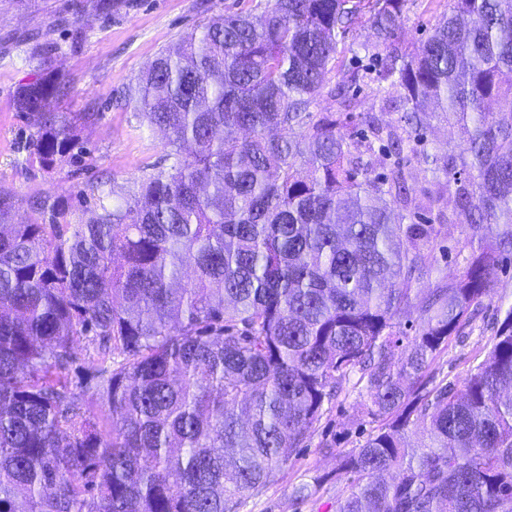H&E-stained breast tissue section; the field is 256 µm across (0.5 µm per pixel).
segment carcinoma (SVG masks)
I'll list each match as a JSON object with an SVG mask.
<instances>
[{"mask_svg":"<svg viewBox=\"0 0 512 512\" xmlns=\"http://www.w3.org/2000/svg\"><path fill=\"white\" fill-rule=\"evenodd\" d=\"M407 2L213 17L134 88L168 167L76 224L55 203L18 222L0 193V512H236L354 372L374 427L339 454L336 512H512V309L462 385L428 374L512 260V0H448L412 48ZM356 24L401 113L360 131L332 85ZM58 92L17 100L45 169L74 146ZM324 96L337 110L312 112ZM433 118L459 149H422ZM410 153L437 191L414 194ZM447 214L471 254L407 326ZM83 337L102 423L64 380Z\"/></svg>","mask_w":512,"mask_h":512,"instance_id":"cac0c4a2","label":"carcinoma"}]
</instances>
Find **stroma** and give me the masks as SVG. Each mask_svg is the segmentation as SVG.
<instances>
[{"label": "stroma", "instance_id": "stroma-1", "mask_svg": "<svg viewBox=\"0 0 512 512\" xmlns=\"http://www.w3.org/2000/svg\"><path fill=\"white\" fill-rule=\"evenodd\" d=\"M447 0H410L400 38L416 44L428 36ZM267 0H40L28 11L0 0V191L12 194L17 217L28 220L44 201L71 210H89L102 183L126 188L165 168L163 135L146 125L130 95L141 72L158 52L208 18ZM59 84L50 103L72 127L77 160L52 170L34 163L35 133L17 107L20 89L38 79ZM461 224L442 226L444 249L436 253L421 285L451 282L465 264L455 251ZM482 315L454 337L436 360L437 378L462 383L490 349L499 320L512 308V264L498 270ZM359 389L327 405L303 448L260 491L247 494L237 512H335L350 489L338 469V453L358 447L371 430L359 424ZM336 444L324 452L323 442Z\"/></svg>", "mask_w": 512, "mask_h": 512}]
</instances>
